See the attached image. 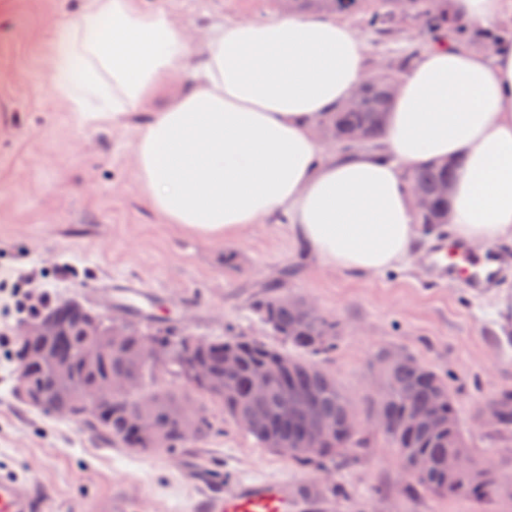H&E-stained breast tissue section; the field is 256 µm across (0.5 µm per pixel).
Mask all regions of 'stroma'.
<instances>
[{
    "mask_svg": "<svg viewBox=\"0 0 512 512\" xmlns=\"http://www.w3.org/2000/svg\"><path fill=\"white\" fill-rule=\"evenodd\" d=\"M86 0H0V474L43 489L42 512H193L212 483L238 480L322 493L301 512H512V499L488 506L448 501L410 488L379 429L339 467L303 468L258 445L202 393L170 382L213 424L205 440L172 451L139 452L99 439L81 425L23 403L14 392V328L24 320L10 297L26 288L29 304L69 298L115 303L133 281L155 299L154 319L199 336L227 330L282 346L251 309L267 292L311 299L339 320L336 350L323 361L358 413L380 395L381 351L405 353L449 375L472 447L512 456V429L484 415L512 392V323L498 293H468L462 283L433 282L418 258L396 270L346 275L311 257L290 224L274 217L214 241L163 223L136 186L132 146L144 117L108 129L80 126L66 104L47 94L53 33ZM179 24L286 14L280 0H143ZM352 23L371 60L411 50L410 33L381 36ZM346 496H332L327 482Z\"/></svg>",
    "mask_w": 512,
    "mask_h": 512,
    "instance_id": "35a3bbf8",
    "label": "stroma"
}]
</instances>
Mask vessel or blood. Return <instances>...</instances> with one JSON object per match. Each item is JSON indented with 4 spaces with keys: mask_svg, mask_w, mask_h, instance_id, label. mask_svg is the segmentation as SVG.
Segmentation results:
<instances>
[{
    "mask_svg": "<svg viewBox=\"0 0 512 512\" xmlns=\"http://www.w3.org/2000/svg\"><path fill=\"white\" fill-rule=\"evenodd\" d=\"M492 255L472 252L463 244H448L439 240L426 265L432 266L435 282L446 284L458 272H465L464 286L470 293L479 294L495 287L499 269L493 266ZM300 504L297 493L286 485L267 481H237L233 491L213 485L201 505V512H295ZM41 493L33 485L0 476V512H40Z\"/></svg>",
    "mask_w": 512,
    "mask_h": 512,
    "instance_id": "b4317fda",
    "label": "vessel or blood"
}]
</instances>
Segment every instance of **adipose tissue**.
I'll list each match as a JSON object with an SVG mask.
<instances>
[{"mask_svg": "<svg viewBox=\"0 0 512 512\" xmlns=\"http://www.w3.org/2000/svg\"><path fill=\"white\" fill-rule=\"evenodd\" d=\"M468 25L512 0H449ZM350 21L285 14L204 37L141 0H87L53 39L48 92L100 128L131 112L137 186L166 223L234 236L285 214L299 244L351 274L401 264L420 237L408 166L461 159L448 231L469 247L512 239V42L492 54L440 45L398 85L379 148L336 157L316 138L367 76Z\"/></svg>", "mask_w": 512, "mask_h": 512, "instance_id": "adipose-tissue-1", "label": "adipose tissue"}]
</instances>
